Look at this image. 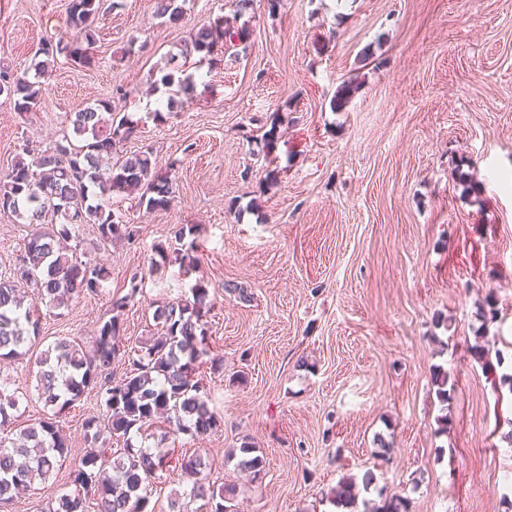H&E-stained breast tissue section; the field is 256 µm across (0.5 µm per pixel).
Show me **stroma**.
I'll list each match as a JSON object with an SVG mask.
<instances>
[{
  "label": "stroma",
  "instance_id": "obj_1",
  "mask_svg": "<svg viewBox=\"0 0 512 512\" xmlns=\"http://www.w3.org/2000/svg\"><path fill=\"white\" fill-rule=\"evenodd\" d=\"M98 21L94 61L58 58L41 107L21 119L0 96V174L23 146L46 149L71 135V112L99 99L138 122L124 152H151L171 177L169 208L149 211L113 194L135 225L134 244L103 245L95 226L76 230L78 255L109 277L63 314L42 311L36 350L67 339L93 350L100 322L126 294L123 339L155 331L154 306L188 294L178 267L149 275V259L176 224L197 228L206 317L223 372L202 362L200 382L220 416L217 431L134 444L200 454L216 483L242 486L235 512H332L344 478L375 480L363 497L407 498L409 512H512V0H254L247 49L215 55L194 90L163 119L165 87L149 83L190 31L229 14L227 0H186L165 24L153 0H115ZM69 0H0V65L26 71L40 40H72ZM358 88L343 111L344 81ZM281 135L265 150L267 121ZM274 169L275 183L265 179ZM469 176L460 184L455 170ZM251 293L226 294L225 282ZM494 296L498 316L481 324ZM480 344L499 357L487 371ZM448 373L440 403L435 369ZM8 372L24 398L23 423L47 409L29 360ZM88 391L60 424L71 452L0 512H45L86 450L83 424L102 416ZM447 416V427L438 419ZM259 448L255 482L227 456Z\"/></svg>",
  "mask_w": 512,
  "mask_h": 512
}]
</instances>
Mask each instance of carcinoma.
I'll use <instances>...</instances> for the list:
<instances>
[{"label":"carcinoma","instance_id":"cac0c4a2","mask_svg":"<svg viewBox=\"0 0 512 512\" xmlns=\"http://www.w3.org/2000/svg\"><path fill=\"white\" fill-rule=\"evenodd\" d=\"M253 0H231L232 16L193 29L181 57H170L167 72L160 78L169 92L167 107L188 96L194 87L187 72L188 58L206 56L230 41V46L247 38L246 26L235 28L231 21L243 16ZM105 0H70L69 25L75 32L72 43L49 40L39 43L30 70L18 74L0 66V95L14 101L23 116L41 105L42 82L51 62L63 55L77 64L89 65L94 56L96 24ZM156 16L171 24L183 18L179 0H156ZM76 140L63 137L52 148L30 154L31 161L18 159L0 176V214L17 217L28 227L23 251L9 275L0 276V359L16 360L27 355L39 335V304L50 310L69 307L84 294L97 292L107 279L102 266L89 267L67 250L72 230L80 224H94L100 240H131L134 226L113 211L108 202L115 193H137L138 206L163 210L173 200L168 178L156 172L157 161L149 152L121 154V148L135 136L138 124L129 115L99 100L79 108L71 118ZM196 229L188 225L173 228L166 244L154 247L149 271L158 272L177 265L184 275L197 269L194 252ZM25 282L36 290L26 300L18 289ZM137 277L128 292L112 302V316L100 323L95 347L88 353L76 342H59L34 360L38 398L51 414L39 422L16 425L19 399L9 390V378H0V505L14 500L20 490L36 477L49 474L69 452V440L59 426V417L94 388L102 392L105 419L86 421L87 450L73 470V483L86 496L63 494L48 512H148L146 482L166 466H175L189 481L188 497L201 502L206 512H233L230 503L241 493L235 484L218 485L203 474L201 455L174 457L159 455L148 448H133L131 439L155 424H165L164 434L183 433L203 437L219 426L207 392L195 379L196 365L209 356L204 317L212 307L207 284L197 279L190 295L164 302L153 312L162 333L128 349L122 342L120 313L140 293ZM128 362L126 372L112 378V365ZM125 442L124 452L106 458V442ZM239 469L261 472L263 459L252 443L239 447ZM358 498L354 480L341 482L331 496L334 505L348 509ZM368 512H407L406 501L398 496L384 500Z\"/></svg>","mask_w":512,"mask_h":512}]
</instances>
